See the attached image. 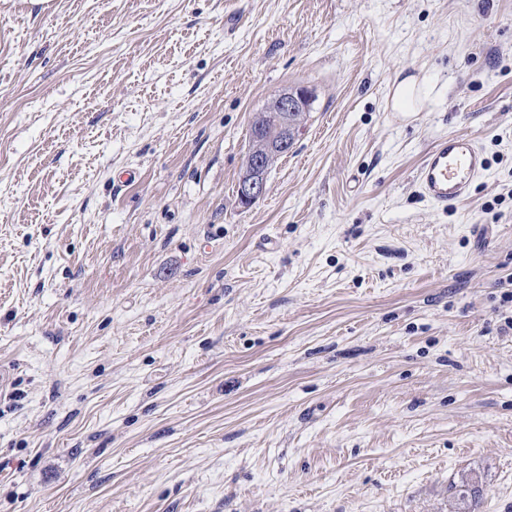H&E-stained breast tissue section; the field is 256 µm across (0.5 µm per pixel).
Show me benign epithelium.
Returning <instances> with one entry per match:
<instances>
[{
  "label": "benign epithelium",
  "mask_w": 512,
  "mask_h": 512,
  "mask_svg": "<svg viewBox=\"0 0 512 512\" xmlns=\"http://www.w3.org/2000/svg\"><path fill=\"white\" fill-rule=\"evenodd\" d=\"M312 92L292 87L279 93L266 108L253 117L252 138L263 147L252 149L246 158L245 172L237 186L242 204L251 205L266 192L271 160L288 153L302 131L300 116L310 110Z\"/></svg>",
  "instance_id": "obj_1"
}]
</instances>
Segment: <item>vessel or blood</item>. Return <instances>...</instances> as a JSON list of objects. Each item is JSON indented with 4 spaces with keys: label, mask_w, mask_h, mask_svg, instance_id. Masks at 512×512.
Returning a JSON list of instances; mask_svg holds the SVG:
<instances>
[{
    "label": "vessel or blood",
    "mask_w": 512,
    "mask_h": 512,
    "mask_svg": "<svg viewBox=\"0 0 512 512\" xmlns=\"http://www.w3.org/2000/svg\"><path fill=\"white\" fill-rule=\"evenodd\" d=\"M482 150L466 135L441 138L425 155L416 174L420 194L439 207L466 198L472 185L485 176Z\"/></svg>",
    "instance_id": "vessel-or-blood-1"
}]
</instances>
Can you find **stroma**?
Listing matches in <instances>:
<instances>
[{
  "instance_id": "obj_1",
  "label": "stroma",
  "mask_w": 512,
  "mask_h": 512,
  "mask_svg": "<svg viewBox=\"0 0 512 512\" xmlns=\"http://www.w3.org/2000/svg\"><path fill=\"white\" fill-rule=\"evenodd\" d=\"M510 291L512 0H0V512H512ZM418 97L415 80L412 77L405 78L396 83L391 92L392 108L397 112H411ZM312 92L304 87H292L279 93L266 108L255 113L250 143L257 140L263 147L248 152L245 172L237 186L242 204L252 205L266 192L271 160L288 154L302 131L300 116L310 110ZM253 138V140H252ZM486 172V159L474 140L467 135H450L426 153L414 179L424 198L448 207L466 198Z\"/></svg>"
}]
</instances>
